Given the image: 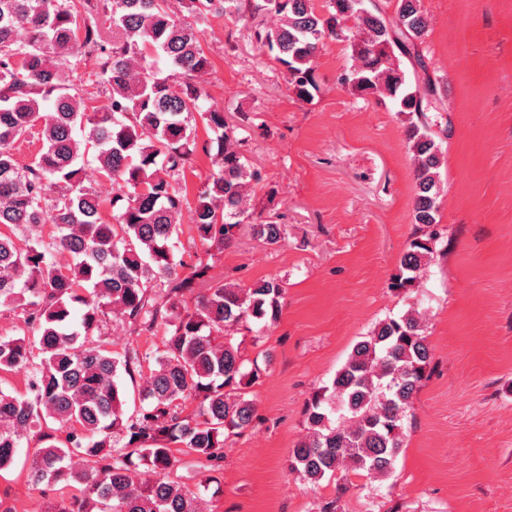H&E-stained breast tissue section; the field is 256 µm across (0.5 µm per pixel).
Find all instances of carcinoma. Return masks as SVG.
Returning a JSON list of instances; mask_svg holds the SVG:
<instances>
[{"instance_id": "carcinoma-1", "label": "carcinoma", "mask_w": 512, "mask_h": 512, "mask_svg": "<svg viewBox=\"0 0 512 512\" xmlns=\"http://www.w3.org/2000/svg\"><path fill=\"white\" fill-rule=\"evenodd\" d=\"M260 13L280 16L253 36L298 98L313 97L315 59L329 37L357 61L342 78L348 90L397 102L413 161L414 223L429 232L410 240L391 287L414 286L437 254V87H412L404 66L424 67L422 0H395L391 13L382 0H0V302L18 311L17 335L0 336V373L32 368L31 396L0 389V473L13 468L32 431L42 446L28 482L81 485L43 512H200L197 496L171 478L175 452L216 471L226 443L256 418L247 388L271 355L261 364L247 358L230 330L276 321L285 286L276 277L228 286L210 275V260L244 227L267 246L285 242L287 229L270 219L244 224L245 193L260 175L239 150L238 126L202 106L196 78L211 61L194 19ZM155 55L168 66L164 78L148 62ZM90 81L103 85L107 104L89 110ZM199 122L214 134L217 169L193 208L208 259L189 266L174 251L184 203L176 184L191 166ZM36 127L42 149L22 163L12 145ZM88 156L120 190L112 202L123 205L110 221L84 185ZM55 253L70 262L56 263ZM111 316L139 336L163 330L162 347L113 355L102 336ZM430 354L413 313L376 324L331 386L311 394L310 435L291 449L290 470L314 488L358 471L390 475ZM150 361L141 405L128 415L120 374ZM75 458L84 459L77 471Z\"/></svg>"}]
</instances>
